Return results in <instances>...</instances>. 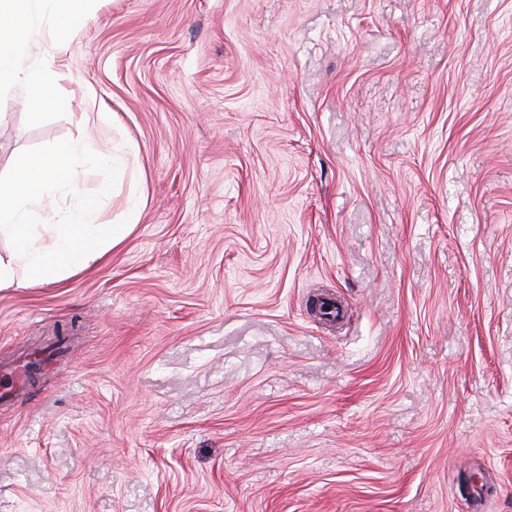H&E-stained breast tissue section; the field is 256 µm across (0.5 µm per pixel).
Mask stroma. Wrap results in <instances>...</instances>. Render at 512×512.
I'll return each instance as SVG.
<instances>
[{"label": "stroma", "instance_id": "stroma-1", "mask_svg": "<svg viewBox=\"0 0 512 512\" xmlns=\"http://www.w3.org/2000/svg\"><path fill=\"white\" fill-rule=\"evenodd\" d=\"M0 179L133 230L0 291V512H512V0H90ZM113 116L101 131L96 113Z\"/></svg>", "mask_w": 512, "mask_h": 512}]
</instances>
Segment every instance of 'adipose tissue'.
I'll return each instance as SVG.
<instances>
[{
    "instance_id": "obj_1",
    "label": "adipose tissue",
    "mask_w": 512,
    "mask_h": 512,
    "mask_svg": "<svg viewBox=\"0 0 512 512\" xmlns=\"http://www.w3.org/2000/svg\"><path fill=\"white\" fill-rule=\"evenodd\" d=\"M84 2L0 0V81L38 85L47 103L63 105V98L48 83V74L10 70L6 62L25 55L22 30L35 12L48 11L57 24L70 26ZM78 161V148L65 143L48 155L18 159L10 180L0 181V242L11 245L7 255H0V290L66 280L102 263L130 233V225L99 223L97 212L89 210L68 224L35 223L51 188L62 186L80 195Z\"/></svg>"
}]
</instances>
